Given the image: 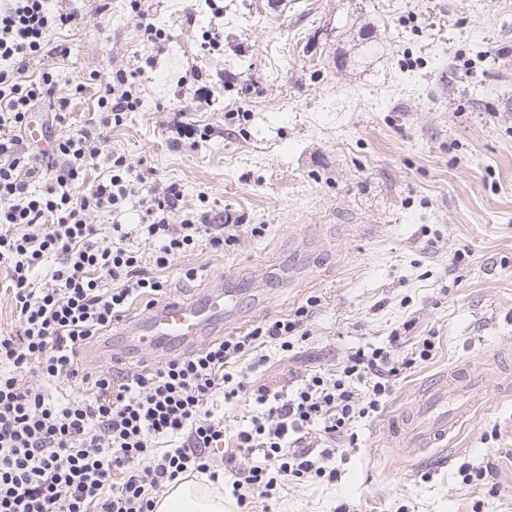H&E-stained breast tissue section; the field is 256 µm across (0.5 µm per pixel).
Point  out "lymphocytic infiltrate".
Listing matches in <instances>:
<instances>
[{
	"instance_id": "1",
	"label": "lymphocytic infiltrate",
	"mask_w": 512,
	"mask_h": 512,
	"mask_svg": "<svg viewBox=\"0 0 512 512\" xmlns=\"http://www.w3.org/2000/svg\"><path fill=\"white\" fill-rule=\"evenodd\" d=\"M77 20L48 0H0V274L17 313L14 328L0 330V512H154L157 495L186 474L229 480L242 507L291 476L334 481L325 459L340 443L355 445L354 423L379 411L412 364L399 337L357 348L335 376L316 374L291 390L235 371L263 344L293 351L318 297L292 317L128 375L82 362L81 351L133 306L149 310L167 297L161 273L174 255L201 244L223 250L240 227L231 216L186 208L180 186L157 181L153 169L105 154L106 129L141 105L137 71L119 68L103 90L82 80L57 96L49 62L70 52L52 37ZM89 94L100 129L57 134L49 153L26 143L28 112L48 103L60 122L72 99ZM102 159L106 174L88 181ZM135 201L139 223L98 235L92 215ZM135 235L150 253L133 249ZM246 396L261 411L251 428L227 436L215 405ZM317 441L324 447L316 454Z\"/></svg>"
}]
</instances>
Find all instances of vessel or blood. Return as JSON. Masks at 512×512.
I'll return each mask as SVG.
<instances>
[{"label":"vessel or blood","mask_w":512,"mask_h":512,"mask_svg":"<svg viewBox=\"0 0 512 512\" xmlns=\"http://www.w3.org/2000/svg\"><path fill=\"white\" fill-rule=\"evenodd\" d=\"M234 305L232 293L214 289L195 302L171 299L155 306L128 332L133 346L159 349L170 343L193 344L224 320ZM484 398V375L471 366L454 369L425 392L413 411L394 428L400 455L417 457L444 440L467 420Z\"/></svg>","instance_id":"obj_1"}]
</instances>
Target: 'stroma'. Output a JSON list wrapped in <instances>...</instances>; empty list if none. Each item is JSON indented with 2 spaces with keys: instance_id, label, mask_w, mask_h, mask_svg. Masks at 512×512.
Segmentation results:
<instances>
[{
  "instance_id": "1",
  "label": "stroma",
  "mask_w": 512,
  "mask_h": 512,
  "mask_svg": "<svg viewBox=\"0 0 512 512\" xmlns=\"http://www.w3.org/2000/svg\"><path fill=\"white\" fill-rule=\"evenodd\" d=\"M167 39L153 44L127 0H66L77 27L57 93L113 69L143 66L142 104L108 134L107 149L146 161L206 205L263 236L241 233L224 252L176 255L171 293L235 291L219 335L289 314L312 295L301 349L262 350L243 374L273 387L334 374L365 346L432 359L406 370L358 445L331 461L327 483L291 479L252 512H512V0H145ZM224 49L210 52L207 34ZM154 67H146V59ZM201 72L209 103L182 93ZM209 127L173 147L169 111ZM195 281L179 280L184 267ZM483 367L486 399L448 438L409 461L388 424L412 410L434 376ZM495 467L464 483L462 467Z\"/></svg>"
}]
</instances>
